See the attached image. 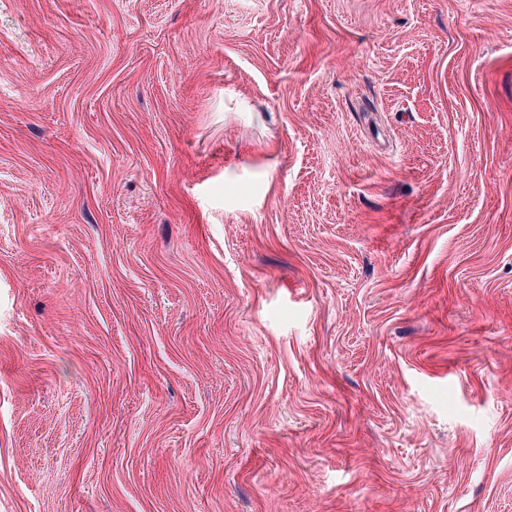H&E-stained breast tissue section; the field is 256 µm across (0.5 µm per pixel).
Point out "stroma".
Returning a JSON list of instances; mask_svg holds the SVG:
<instances>
[{
    "label": "stroma",
    "mask_w": 512,
    "mask_h": 512,
    "mask_svg": "<svg viewBox=\"0 0 512 512\" xmlns=\"http://www.w3.org/2000/svg\"><path fill=\"white\" fill-rule=\"evenodd\" d=\"M0 512H512V0H0Z\"/></svg>",
    "instance_id": "1"
}]
</instances>
